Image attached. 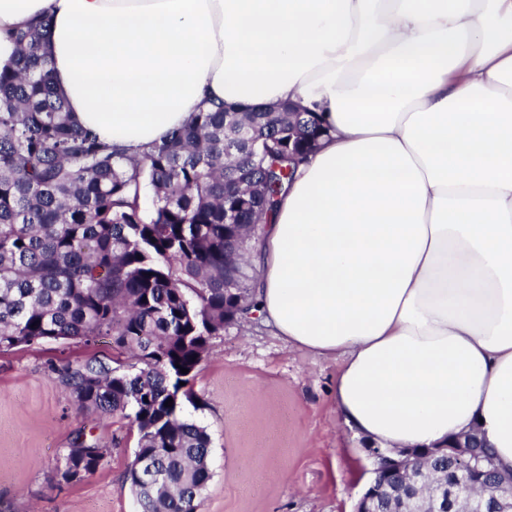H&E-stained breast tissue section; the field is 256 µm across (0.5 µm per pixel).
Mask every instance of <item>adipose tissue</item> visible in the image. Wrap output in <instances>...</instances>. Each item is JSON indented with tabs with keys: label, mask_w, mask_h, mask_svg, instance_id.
<instances>
[{
	"label": "adipose tissue",
	"mask_w": 512,
	"mask_h": 512,
	"mask_svg": "<svg viewBox=\"0 0 512 512\" xmlns=\"http://www.w3.org/2000/svg\"><path fill=\"white\" fill-rule=\"evenodd\" d=\"M78 122L138 157L204 99L329 129L251 253L264 323L339 361L393 451L478 431L512 472V0H0Z\"/></svg>",
	"instance_id": "ef3b65f1"
}]
</instances>
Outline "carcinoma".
I'll use <instances>...</instances> for the list:
<instances>
[{
	"label": "carcinoma",
	"instance_id": "obj_1",
	"mask_svg": "<svg viewBox=\"0 0 512 512\" xmlns=\"http://www.w3.org/2000/svg\"><path fill=\"white\" fill-rule=\"evenodd\" d=\"M45 35L40 22L12 33L16 66L0 72V348L107 336L131 352L136 363L125 368L93 358L60 377L81 408L137 426L127 480L141 467L152 478L133 490L140 512H196L211 440L183 417L192 393L182 383L212 337L258 308L251 243L316 147L304 138L327 130L290 104H216L131 161L68 111ZM226 181L240 183L239 196L224 198ZM100 450L79 437L62 468L82 461L92 473ZM415 467L431 472V489L402 481L378 494L377 512L410 498L430 506L457 464L420 458Z\"/></svg>",
	"mask_w": 512,
	"mask_h": 512
}]
</instances>
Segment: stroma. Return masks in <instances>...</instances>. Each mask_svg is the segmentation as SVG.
Masks as SVG:
<instances>
[{"label": "stroma", "mask_w": 512, "mask_h": 512, "mask_svg": "<svg viewBox=\"0 0 512 512\" xmlns=\"http://www.w3.org/2000/svg\"><path fill=\"white\" fill-rule=\"evenodd\" d=\"M92 357L128 361L107 338L0 350V512H138L127 480L136 426L81 409L57 374ZM337 370L256 319L209 341L183 406L211 438L198 512H353L372 465L366 441L336 415ZM80 436L106 452L67 483L59 459Z\"/></svg>", "instance_id": "stroma-1"}]
</instances>
